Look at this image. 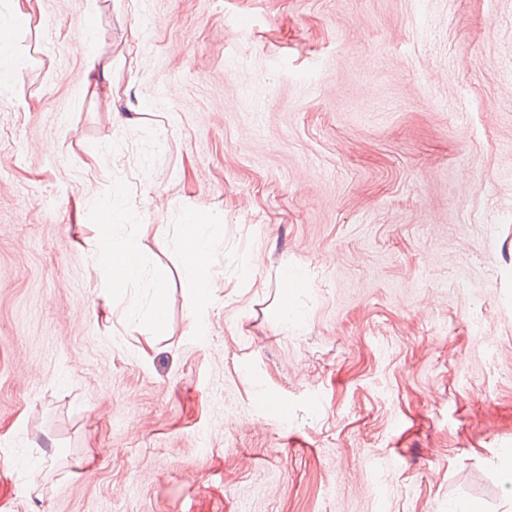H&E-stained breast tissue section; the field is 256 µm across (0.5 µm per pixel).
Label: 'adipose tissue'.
Segmentation results:
<instances>
[{
    "mask_svg": "<svg viewBox=\"0 0 512 512\" xmlns=\"http://www.w3.org/2000/svg\"><path fill=\"white\" fill-rule=\"evenodd\" d=\"M86 80L83 92L93 98L111 97L110 64L102 62L94 40L83 43ZM110 230L108 243L98 253L97 263L113 288H125L143 277V256L130 225L121 221L116 202L99 206ZM177 246L183 255L184 278L198 300H205L217 282L211 273L212 241L206 225H183Z\"/></svg>",
    "mask_w": 512,
    "mask_h": 512,
    "instance_id": "obj_1",
    "label": "adipose tissue"
}]
</instances>
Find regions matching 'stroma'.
Wrapping results in <instances>:
<instances>
[{"instance_id": "stroma-1", "label": "stroma", "mask_w": 512, "mask_h": 512, "mask_svg": "<svg viewBox=\"0 0 512 512\" xmlns=\"http://www.w3.org/2000/svg\"><path fill=\"white\" fill-rule=\"evenodd\" d=\"M97 2L32 0L0 98V512H512V0ZM82 47L86 69L83 92L91 98L104 96L107 98L108 106L112 108L111 64L102 62L93 39L85 40ZM112 202L102 203L99 210L102 222L110 229L109 242L100 249L97 263L112 288H127L143 277V256L131 229L132 224H121L118 212V197ZM177 247L183 255L184 278L199 301L208 298L211 288H218L210 266L212 241L206 224H183Z\"/></svg>"}]
</instances>
